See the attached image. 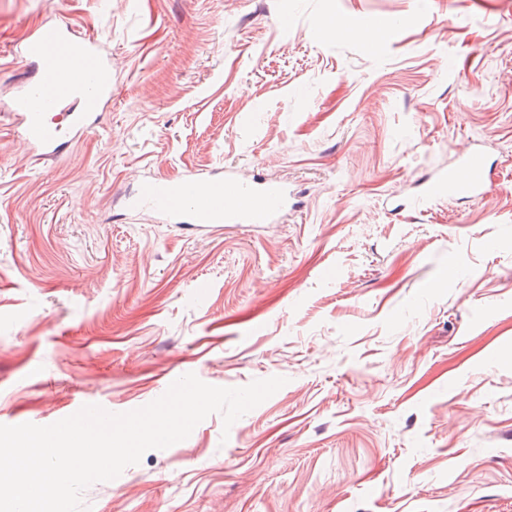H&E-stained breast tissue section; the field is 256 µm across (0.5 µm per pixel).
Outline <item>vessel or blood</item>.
I'll use <instances>...</instances> for the list:
<instances>
[{
  "mask_svg": "<svg viewBox=\"0 0 512 512\" xmlns=\"http://www.w3.org/2000/svg\"><path fill=\"white\" fill-rule=\"evenodd\" d=\"M37 68L35 80L24 84L9 104L21 121V137L39 157L59 154L65 134L79 136L98 120L112 99V86L101 78L108 63L94 39H76L69 29L55 24L38 28L20 50ZM79 110L72 114L69 130H62L50 115L70 100ZM480 154L468 155L461 170L432 182L427 199L476 193L483 185ZM288 204V191L280 182L244 181L219 176L203 181L192 176L176 180L144 179L128 197L129 211L157 210L178 224L199 228L211 224H269Z\"/></svg>",
  "mask_w": 512,
  "mask_h": 512,
  "instance_id": "b4317fda",
  "label": "vessel or blood"
}]
</instances>
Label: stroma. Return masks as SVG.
I'll use <instances>...</instances> for the list:
<instances>
[{"label": "stroma", "instance_id": "obj_1", "mask_svg": "<svg viewBox=\"0 0 512 512\" xmlns=\"http://www.w3.org/2000/svg\"><path fill=\"white\" fill-rule=\"evenodd\" d=\"M45 23L97 39L112 100L39 162L4 110ZM471 152L478 196L415 206ZM216 169L287 211L124 208ZM189 361L287 383L90 512H512V0H0V424L140 408Z\"/></svg>", "mask_w": 512, "mask_h": 512}]
</instances>
